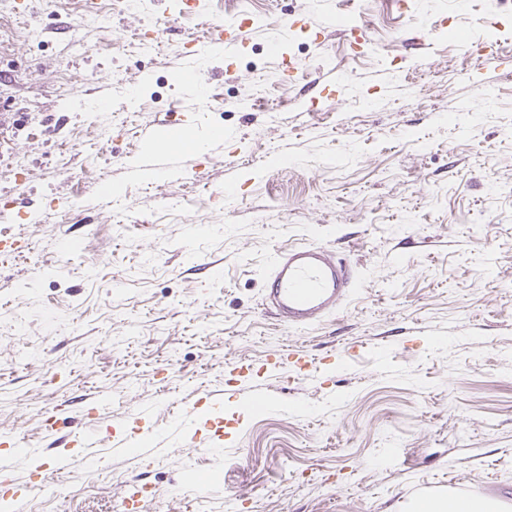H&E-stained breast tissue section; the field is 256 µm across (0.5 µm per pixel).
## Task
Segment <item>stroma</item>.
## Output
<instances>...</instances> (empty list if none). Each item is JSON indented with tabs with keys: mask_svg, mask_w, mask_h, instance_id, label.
<instances>
[{
	"mask_svg": "<svg viewBox=\"0 0 512 512\" xmlns=\"http://www.w3.org/2000/svg\"><path fill=\"white\" fill-rule=\"evenodd\" d=\"M98 2L90 26L83 0H0L11 512H124L134 485L142 512H408L476 483L512 503V0H353L340 28L335 0H240L260 22L203 57L192 107L187 43L224 0ZM167 118L224 137L131 174ZM299 243L357 274L305 329L261 305ZM217 423L219 448L189 446ZM147 432L174 445L140 463Z\"/></svg>",
	"mask_w": 512,
	"mask_h": 512,
	"instance_id": "stroma-1",
	"label": "stroma"
}]
</instances>
